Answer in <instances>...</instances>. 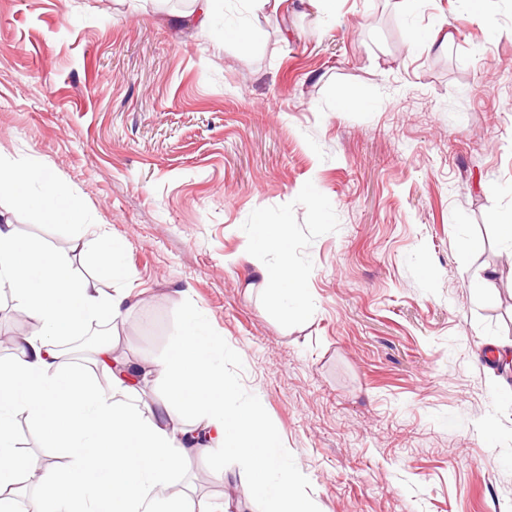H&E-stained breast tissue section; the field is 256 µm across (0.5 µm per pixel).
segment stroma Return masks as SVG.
I'll use <instances>...</instances> for the list:
<instances>
[{"label":"stroma","instance_id":"1","mask_svg":"<svg viewBox=\"0 0 512 512\" xmlns=\"http://www.w3.org/2000/svg\"><path fill=\"white\" fill-rule=\"evenodd\" d=\"M286 6L224 0L220 37L178 25L192 0H0V158L47 175L0 213L136 297L112 321L131 362L154 368L196 310L316 512H512V363L490 356L512 305L483 278L512 256V0ZM104 242L124 279L92 261ZM284 260L299 314L259 284ZM240 465L173 484L273 512L270 492L231 504Z\"/></svg>","mask_w":512,"mask_h":512}]
</instances>
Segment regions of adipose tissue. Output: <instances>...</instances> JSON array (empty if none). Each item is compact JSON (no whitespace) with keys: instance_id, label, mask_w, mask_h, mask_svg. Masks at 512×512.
<instances>
[{"instance_id":"1","label":"adipose tissue","mask_w":512,"mask_h":512,"mask_svg":"<svg viewBox=\"0 0 512 512\" xmlns=\"http://www.w3.org/2000/svg\"><path fill=\"white\" fill-rule=\"evenodd\" d=\"M9 288L33 327L14 339V354L0 363V512H14L22 481L36 485L38 512H216L204 498L175 492L173 475L194 457L233 455L243 467L230 483L243 493L265 492L270 472L279 475L274 512H314L295 494L299 473L277 466L276 435L259 408L232 405L215 346L201 334L196 313L158 365L168 387L150 409L133 399L144 371L116 356L111 337L94 350L89 369L77 367L57 339L82 324L113 317L131 298L103 297L96 281L71 277L66 259L39 246L19 248L11 225H0V288ZM109 389H100L95 375ZM190 414L191 428L175 430L173 406ZM27 412L45 444L60 449L63 463L26 456L14 447L11 419Z\"/></svg>"}]
</instances>
